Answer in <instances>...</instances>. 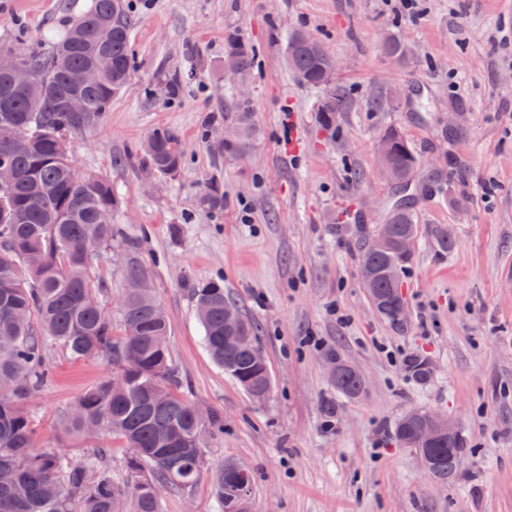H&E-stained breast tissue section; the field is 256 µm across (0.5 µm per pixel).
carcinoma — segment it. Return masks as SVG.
<instances>
[{
	"label": "carcinoma",
	"instance_id": "1",
	"mask_svg": "<svg viewBox=\"0 0 512 512\" xmlns=\"http://www.w3.org/2000/svg\"><path fill=\"white\" fill-rule=\"evenodd\" d=\"M130 20L123 0H94L93 9L74 21L52 50H31L25 63L35 74L29 88L12 86L9 66L0 58V166L17 171L13 186L0 189V379L12 381L0 390V512H122L131 497L135 512H160L163 489L187 493L204 470L201 434L221 428L214 415L198 421L197 409L180 395L182 381L169 352L167 314L153 296L147 270L133 257L125 266L127 282L140 284L124 294L120 308L122 332L100 305L90 266L102 250L112 246V215L117 197L112 183L80 173L72 158L58 153L56 140L97 125L112 106V97L131 81ZM293 31L286 42L289 67L306 85L323 90L327 62L318 40L300 39ZM255 51L234 33L224 37V62L248 74ZM99 73L96 85L81 89L87 111L68 112L64 99L71 91L69 73L87 67ZM350 105L346 87L334 85L320 124L336 126V112ZM224 122L239 130V138L224 144V157L235 158L251 148L256 136L250 103L235 99L224 109ZM183 153L178 135L158 129L144 143L141 163L147 169L176 175ZM417 158L401 134H396L391 164L399 180L411 179ZM210 209L224 207V192L212 182L203 198ZM389 239L382 247L364 245L371 279L364 288L379 314L400 325L406 316L401 282L392 272L403 271L411 257L403 251L408 237H417L412 201L389 211ZM192 294L204 329V344L213 360L249 396L272 384L268 367L251 358L258 327L241 317L238 328L224 326V305L238 307L224 293V283L194 285ZM50 344L74 358L101 357L121 373L124 382L107 378L87 389L63 426L67 433L96 438L110 432L130 448L127 469L133 483L112 479L107 449L94 446L82 464L53 449H35L36 431L22 400L47 384L49 369L44 350ZM408 376L418 384L433 374L420 356L407 359ZM336 391L354 398L360 394L358 376L340 368ZM396 438L413 449L427 473L446 483L457 475L454 451L448 440L431 446L420 440V423L400 419ZM216 496L224 512H245L253 489V474L228 460L212 474Z\"/></svg>",
	"mask_w": 512,
	"mask_h": 512
}]
</instances>
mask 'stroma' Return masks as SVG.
Here are the masks:
<instances>
[{
	"label": "stroma",
	"mask_w": 512,
	"mask_h": 512,
	"mask_svg": "<svg viewBox=\"0 0 512 512\" xmlns=\"http://www.w3.org/2000/svg\"><path fill=\"white\" fill-rule=\"evenodd\" d=\"M93 4L0 0V53L45 46ZM126 4L130 85L97 126L70 138L76 167L108 179L118 199L112 245L94 265L99 299L118 315L136 256L168 316L184 398L224 419L202 436L205 474L188 493H164L161 512H223L210 473L228 460L254 474L248 512H512V0H416L414 19L397 14L399 0ZM296 29L331 49L350 93L335 130L321 128L317 91L286 62ZM230 30L256 54L246 82L257 135L243 162L226 159L214 136L237 96L222 73ZM390 37L401 54L384 51ZM174 78L182 88L171 94ZM163 128L184 154L173 177L140 161ZM392 128L418 159V242L401 275L400 326L374 310L360 265L391 196L377 143ZM119 154L125 166L113 165ZM213 180L224 189L219 211L201 204ZM211 280L259 326L273 384L264 401L205 349L191 289ZM411 354L431 362L426 384L408 379ZM46 357L54 376L24 401L36 447L79 463L85 446L63 418L112 366L56 345ZM337 362L364 376L358 397L336 392ZM413 409L463 431L469 458L448 483L394 437Z\"/></svg>",
	"instance_id": "obj_1"
}]
</instances>
